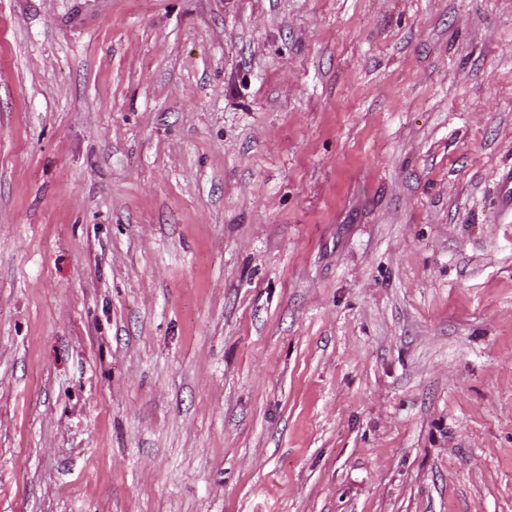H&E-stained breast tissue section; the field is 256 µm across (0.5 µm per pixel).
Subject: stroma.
Masks as SVG:
<instances>
[{
    "label": "stroma",
    "mask_w": 512,
    "mask_h": 512,
    "mask_svg": "<svg viewBox=\"0 0 512 512\" xmlns=\"http://www.w3.org/2000/svg\"><path fill=\"white\" fill-rule=\"evenodd\" d=\"M512 0H0V512H512Z\"/></svg>",
    "instance_id": "obj_1"
}]
</instances>
